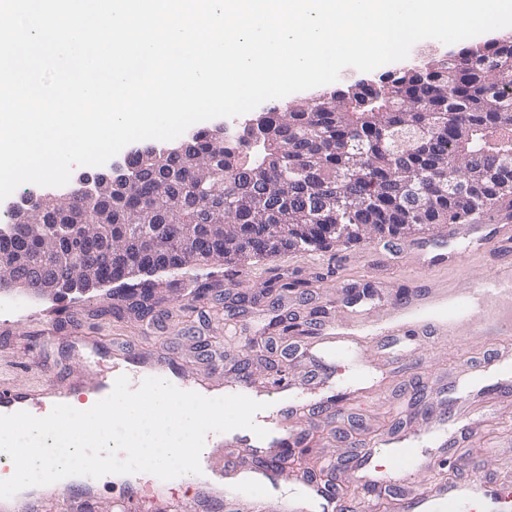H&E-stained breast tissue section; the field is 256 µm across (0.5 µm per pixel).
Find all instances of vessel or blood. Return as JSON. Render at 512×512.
<instances>
[{
	"instance_id": "b4317fda",
	"label": "vessel or blood",
	"mask_w": 512,
	"mask_h": 512,
	"mask_svg": "<svg viewBox=\"0 0 512 512\" xmlns=\"http://www.w3.org/2000/svg\"><path fill=\"white\" fill-rule=\"evenodd\" d=\"M493 225L495 235L504 249L512 248V202L504 200L497 204L492 216H478L465 224L443 226L441 237L454 241L468 239L473 252H480L486 242L483 230ZM466 309L462 314L464 321L473 323L475 335L491 336L500 342L512 341V261L491 268L479 282L463 291ZM510 299L511 304L499 308L491 316H483L480 305H497L502 299ZM73 342L71 350L74 356L99 365L103 358L111 356L112 346L102 339L89 335L80 325L72 327ZM422 345L419 341L404 343L399 335L391 338L381 347H373L369 339H353L326 334L324 326H316L310 341L304 342L302 356H322L333 354L337 357L356 361L368 366L378 362L392 365L399 362L419 363ZM123 361L131 365L135 378L160 377L171 382L181 390L195 388L196 382L189 376L177 371L166 358H152L143 353L122 356ZM494 365L500 380L493 388L496 396L512 395V359L498 356ZM30 369L37 379L36 385L17 387L0 381V414L26 411L34 416H44L58 404L66 403L76 393H85L105 398L108 385L101 376L91 379H78L69 383L59 380L53 368L42 361H33ZM263 391L272 396L274 413L283 417H304L338 419L340 411L329 400L314 403L303 399V384L294 380L275 384L269 380L256 381L240 377L226 382L227 394L250 395ZM207 450L203 456L206 477L195 478L191 497L176 499L170 496L166 484H158L153 496L154 501L166 506L168 512H196L198 506L211 504L215 497H223L225 512H498L501 504L512 499V482L499 481L497 486H489L484 480L453 481L429 476L426 483L410 478L395 486H385L377 479L380 470L378 449L388 445L394 460L398 463L413 461L417 458L415 442L411 439L390 438L388 442L372 440L361 444L349 457V470L355 474L358 484L364 491L362 498L351 504L339 501L333 490L307 480L281 462L277 455L264 458L263 462L242 457L234 463L235 481L224 482V471L215 466V459L221 458L225 449L245 444L240 435L211 433L206 437ZM246 474L255 475L257 480L268 478L284 486H296L301 490L297 496L268 498L255 490L252 484L243 482ZM100 482L91 477H81L79 483L55 482L42 490L27 495H13L0 499V512H47L56 508L57 512H69L75 503L91 501Z\"/></svg>"
}]
</instances>
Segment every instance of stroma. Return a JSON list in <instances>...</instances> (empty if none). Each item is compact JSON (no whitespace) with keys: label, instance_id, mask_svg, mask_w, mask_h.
Wrapping results in <instances>:
<instances>
[{"label":"stroma","instance_id":"35a3bbf8","mask_svg":"<svg viewBox=\"0 0 512 512\" xmlns=\"http://www.w3.org/2000/svg\"><path fill=\"white\" fill-rule=\"evenodd\" d=\"M418 241L427 242L430 254H449L448 263L415 265L405 247ZM467 246L464 239L442 242L429 229L395 237L373 235L347 247L218 262L203 270L186 268L174 274L160 272L155 276V311L147 320L130 309L113 317L108 285L82 295L2 292L0 320H9L10 326L0 328V380L32 385L27 363L33 358L48 362L63 378L82 376V362L69 353L70 325L75 322L111 342L114 349L164 356L188 374L201 377L207 375V360L218 353L233 373L267 376L263 362L254 359L243 364L237 357L247 340L269 338L275 362L287 369L290 378L304 382L318 367L294 353L295 342L321 322L335 326L344 336L361 335L352 316L383 292L417 294L420 311L390 308L374 321V334L392 327L414 330L424 316L448 321L460 291L498 260L495 239H488L473 256L468 255ZM276 276L294 282V290L282 295L272 291L271 280ZM35 315L54 323L51 340L40 337L31 321ZM228 320L242 325V336L225 340ZM502 349L491 337L464 348L431 342L426 348L428 358L421 364H378L363 373L348 361L327 358L331 388L346 395L344 416L333 423L292 421L288 429L298 433L301 447L308 449V467L333 469L337 484L353 491L357 484L344 460L354 444L401 428L423 430L439 403L452 393L477 434L450 454L432 443L421 445V457L442 465L443 475L453 480L476 474L490 477L495 452L512 442V409L483 391L493 376L486 365Z\"/></svg>","mask_w":512,"mask_h":512}]
</instances>
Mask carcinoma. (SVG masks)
I'll list each match as a JSON object with an SVG mask.
<instances>
[{"label":"carcinoma","mask_w":512,"mask_h":512,"mask_svg":"<svg viewBox=\"0 0 512 512\" xmlns=\"http://www.w3.org/2000/svg\"><path fill=\"white\" fill-rule=\"evenodd\" d=\"M244 120V141L201 129L186 157L131 158L135 182L125 188L90 199L76 187L68 202L40 206L35 231L5 218L0 258L32 288L75 272L108 278L144 319L156 284L125 272L148 275L158 257L182 261L181 220L192 212L200 262L464 224L512 197L499 177L501 154L512 151V36L338 82ZM82 230L88 237L70 259V238ZM137 236L160 253L137 246ZM113 246L123 254L112 256Z\"/></svg>","instance_id":"obj_1"}]
</instances>
